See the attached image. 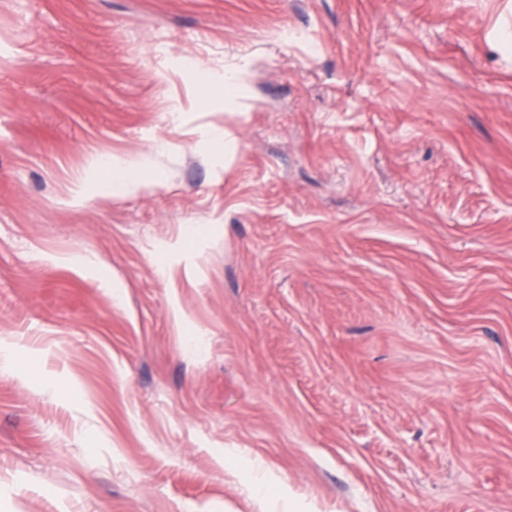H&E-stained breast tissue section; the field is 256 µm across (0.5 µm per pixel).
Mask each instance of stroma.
Wrapping results in <instances>:
<instances>
[{"mask_svg":"<svg viewBox=\"0 0 512 512\" xmlns=\"http://www.w3.org/2000/svg\"><path fill=\"white\" fill-rule=\"evenodd\" d=\"M292 494L512 512V0H0V512ZM135 166V162L132 160H124L120 158H112V179L113 181L119 182L124 188L130 186H140L145 189L151 188L156 184L154 179L148 180H131L129 172L131 168Z\"/></svg>","mask_w":512,"mask_h":512,"instance_id":"stroma-1","label":"stroma"}]
</instances>
